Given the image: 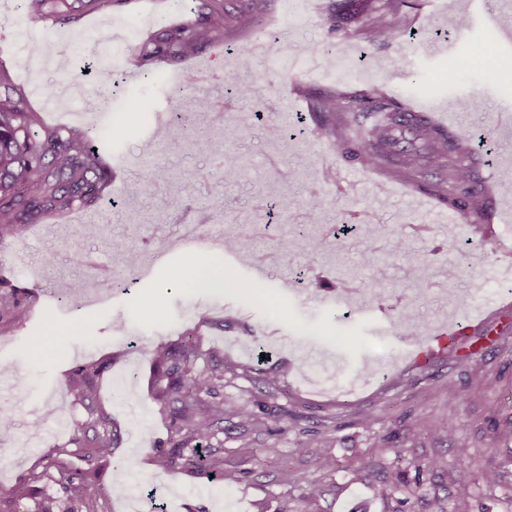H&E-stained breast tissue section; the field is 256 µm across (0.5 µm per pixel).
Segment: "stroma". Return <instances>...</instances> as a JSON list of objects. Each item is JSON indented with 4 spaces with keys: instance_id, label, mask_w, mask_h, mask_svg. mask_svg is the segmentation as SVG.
<instances>
[{
    "instance_id": "35a3bbf8",
    "label": "stroma",
    "mask_w": 512,
    "mask_h": 512,
    "mask_svg": "<svg viewBox=\"0 0 512 512\" xmlns=\"http://www.w3.org/2000/svg\"><path fill=\"white\" fill-rule=\"evenodd\" d=\"M264 2L274 28L236 31L145 75L128 56L202 0H126L65 25L28 15L22 0H0V68L23 104L46 125L93 128L112 156V185L97 206L47 214L0 241V268L25 289L29 311L25 323L0 324V417L12 423L10 438L0 440V487L39 472L52 451H65L68 467H80L68 441L88 411L62 382L71 368L102 358L111 366L99 380L100 395L119 433L112 456L100 463L107 512H275L284 498L305 512H433L463 486L471 491L469 512H512V313L490 312L507 303L500 270L512 249V223L498 220L512 213V50L477 20L491 13L512 26V0H409L395 17V36L375 44L362 30L367 0H316L312 10L307 0ZM462 15L468 23L460 29ZM21 24L47 44L45 56L29 54ZM105 30L112 33L107 46L98 41ZM259 43L305 59L327 56L329 72L291 73L262 52L242 68L239 46ZM107 47L121 79L108 98L97 74L84 69ZM64 55L68 77L59 66ZM452 62L460 76L451 84L445 75ZM192 73L209 75V100L223 104L224 120L214 122L206 109L193 113L196 144L183 149L170 137L169 121L194 94L184 85ZM240 78L255 83L259 101L234 95L231 83ZM376 85L418 111L446 101L449 132L482 138L467 160L489 188L481 246L450 249L469 235L462 214L421 228L420 212L400 194L378 193L365 166L334 148L315 95L350 96ZM288 99L294 108L285 107ZM221 136L231 159L226 174L207 147L208 138ZM148 167L161 177H146ZM197 210L236 234L234 247L220 250L224 277L255 282L254 298L187 287L191 253L179 240L186 214ZM90 223L102 232L81 233ZM112 238L143 260L157 252L165 260L140 276L109 248ZM401 243L425 265L421 278L397 258ZM89 255L121 284L92 307L58 288L62 280L93 283ZM453 318L471 319L481 353L465 360L437 352L414 364L416 346ZM178 323L201 333L216 357L253 365L250 376H227L226 403L253 399L262 373L272 372L282 377L276 405L301 415L302 427L332 420L326 453L333 470L311 469L317 451L299 447L297 434L245 440L229 422L220 435L223 467L243 472L239 483L201 485L160 467L170 427L151 397L149 350L177 341ZM410 330L416 343L404 340ZM366 360L377 373L362 371ZM452 389L460 393L454 404ZM59 407L63 427L31 442L34 416ZM367 414L373 420L365 425ZM443 415L458 423L456 435L437 426ZM414 426L420 436H408ZM394 470L409 482L401 503L378 492ZM488 471L499 472L501 482L486 484ZM298 474L321 484V497L301 504ZM116 485L125 493L113 495Z\"/></svg>"
}]
</instances>
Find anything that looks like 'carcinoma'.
Returning <instances> with one entry per match:
<instances>
[{
  "label": "carcinoma",
  "mask_w": 512,
  "mask_h": 512,
  "mask_svg": "<svg viewBox=\"0 0 512 512\" xmlns=\"http://www.w3.org/2000/svg\"><path fill=\"white\" fill-rule=\"evenodd\" d=\"M28 8L35 14H47L63 24L78 21L69 11L68 0H29ZM259 14L252 12L231 16L226 12L224 0H203L201 12L195 19L183 21L160 38L145 42L139 51L128 57V64L136 70L148 71L153 64L184 58L207 44L224 39L233 27L248 29L255 25ZM392 25L387 16L372 18L365 31V39L374 42L390 37ZM0 239L18 232L19 226L29 224L41 214L89 207L100 199L112 179L110 164L98 153L90 134L77 128H44L38 113L23 108L13 98L16 89L9 75L0 70ZM363 103L376 112L394 113L402 105L382 95L378 87L369 90ZM321 109L333 115L334 122L326 133L338 150L345 148L343 114L346 99L333 94L321 102ZM383 128L364 134L359 153L368 165L377 164L388 156L387 148L393 145L388 129L393 122L386 119ZM415 132L424 141L428 163L444 170L446 185L435 191L440 194L456 191L463 195L462 210L471 218L470 233L479 231L476 221L483 216L480 200L468 187L470 172L463 164L471 148L469 135L464 133L453 146L447 138L426 124L415 125ZM397 179L415 178L420 175L418 159L400 161L391 170ZM111 249L122 256L127 266L134 270L138 265V252L121 240L109 241ZM27 307L20 290L14 288L0 293V322H21L26 318ZM150 354L161 369V379L155 393L160 409L170 417V451L161 457V464L174 473L191 474L197 479L210 480L215 471L216 456L211 451L215 431L226 420L235 419L246 430L267 429L262 413L254 408L224 407L221 395L224 376H245L249 369L224 365L200 347L199 336L188 333L178 345L159 342ZM103 365L89 361L71 371L65 380L67 389L90 406L96 402L93 384ZM90 429L73 430L70 444L77 448L84 467L73 472L59 456L45 457L40 474L17 485L0 491V498L7 496L19 503L32 493V484L43 480L58 486L59 494L42 493L35 512H64L60 496L79 499L85 512H103L98 508L94 479L99 459L110 455L115 448V434L110 413L93 411Z\"/></svg>",
  "instance_id": "obj_1"
}]
</instances>
